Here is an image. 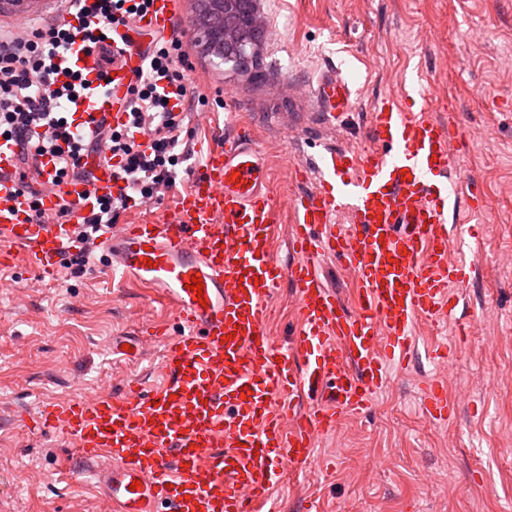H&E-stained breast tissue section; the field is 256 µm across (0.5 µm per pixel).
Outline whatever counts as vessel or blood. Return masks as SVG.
<instances>
[{"label": "vessel or blood", "mask_w": 512, "mask_h": 512, "mask_svg": "<svg viewBox=\"0 0 512 512\" xmlns=\"http://www.w3.org/2000/svg\"><path fill=\"white\" fill-rule=\"evenodd\" d=\"M179 6L153 0L143 19L109 31L118 52L109 85L97 77L96 55L81 43L69 46L65 67L88 73V88L71 107L77 122L125 121L123 99L140 52L170 28ZM314 92L326 107L323 128L353 106L354 90L336 73L322 75ZM429 108L379 98L369 113V147L331 148L295 165L296 180L315 185L287 200L289 263L273 253L277 203L266 166L240 130L208 147L170 216L109 227L99 244L113 273L157 293L174 315L172 326L137 338L161 346L164 379L51 400L23 421L31 434L56 433L83 458L103 460V512H280L273 492L284 469L307 468L320 436L373 406L393 365L447 361V344L421 350L411 334L415 322L437 327L454 316L471 270L448 258L454 131L429 118ZM16 151L0 139V258L20 252L39 275H51L74 250L81 218L98 199L118 194L121 182L102 167L92 182L56 186L53 164L44 165L38 224L9 177ZM64 200L73 208L67 220H55ZM329 259L356 275L357 309L327 286ZM195 275L199 297L188 288ZM284 283L294 290L298 326L279 346L267 321ZM422 401L431 420L455 413L442 383L426 386Z\"/></svg>", "instance_id": "b4317fda"}]
</instances>
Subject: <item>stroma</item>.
Here are the masks:
<instances>
[{"instance_id":"1","label":"stroma","mask_w":512,"mask_h":512,"mask_svg":"<svg viewBox=\"0 0 512 512\" xmlns=\"http://www.w3.org/2000/svg\"><path fill=\"white\" fill-rule=\"evenodd\" d=\"M266 38L261 79L215 67L191 52L194 85L215 99L224 125L248 128L276 197L301 191L291 164L326 144H368V113L384 95L419 80L434 115H458L453 143L460 191L453 218L482 262L469 280L461 337L419 324L420 346L451 345L445 364L395 369L366 414L344 418L314 450L322 472L289 476L277 489L282 512H506L512 506V0H261ZM336 69L358 95L342 129L314 127L319 76ZM193 156L174 190L120 213L119 223L167 217L218 133L191 115ZM0 512H97L96 466L56 434L35 436L19 416L58 397H81L133 379L153 381L159 355L112 351L113 340L168 322L146 288L113 279L105 261L60 268L38 279L23 256L0 268ZM447 385L455 415L426 416L425 383Z\"/></svg>"}]
</instances>
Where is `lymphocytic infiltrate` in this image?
I'll return each mask as SVG.
<instances>
[{
	"label": "lymphocytic infiltrate",
	"mask_w": 512,
	"mask_h": 512,
	"mask_svg": "<svg viewBox=\"0 0 512 512\" xmlns=\"http://www.w3.org/2000/svg\"><path fill=\"white\" fill-rule=\"evenodd\" d=\"M152 0H59L63 14L74 24L56 20L24 28L0 26V138L15 142L17 162L12 177L26 196L34 218H41L40 191L33 171L46 158L55 168V184L92 181L89 157L112 167L123 183L120 194L101 198L75 231L80 249L77 264L88 263L92 238L112 223L130 201L164 195L189 158L186 114L205 105L206 94L188 87V43L179 30L157 35L147 48L148 65L137 73L126 93L127 119L112 125L100 119L93 131L76 124L64 106L84 81L80 73L64 72L60 55L75 40L100 58L99 79L112 65L105 29L133 24Z\"/></svg>",
	"instance_id": "obj_1"
}]
</instances>
